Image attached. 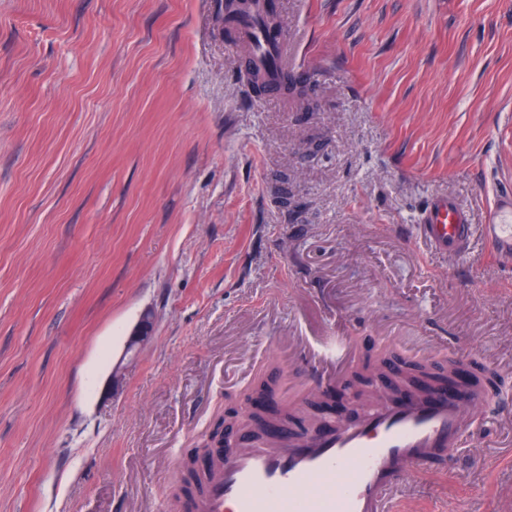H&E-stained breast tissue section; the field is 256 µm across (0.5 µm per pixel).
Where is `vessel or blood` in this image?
<instances>
[{
    "instance_id": "vessel-or-blood-1",
    "label": "vessel or blood",
    "mask_w": 512,
    "mask_h": 512,
    "mask_svg": "<svg viewBox=\"0 0 512 512\" xmlns=\"http://www.w3.org/2000/svg\"><path fill=\"white\" fill-rule=\"evenodd\" d=\"M263 66L288 57L287 45L268 44L259 28L243 29ZM421 236L446 255L469 252L481 236L497 256L512 258V190L499 194L484 224L473 225L452 199L436 196L421 209ZM351 360L349 341L325 346L319 384L340 379ZM473 406L439 391L401 403L375 402L360 419L281 447L225 451L206 485L202 512H386L389 496L408 474L459 447Z\"/></svg>"
}]
</instances>
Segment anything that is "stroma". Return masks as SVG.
I'll return each mask as SVG.
<instances>
[{"instance_id": "obj_1", "label": "stroma", "mask_w": 512, "mask_h": 512, "mask_svg": "<svg viewBox=\"0 0 512 512\" xmlns=\"http://www.w3.org/2000/svg\"><path fill=\"white\" fill-rule=\"evenodd\" d=\"M274 8L315 111L253 91L224 0H0V512H178L213 423L260 379L304 417L336 336L347 377L492 369L388 507L512 512V262L415 228L512 189V0ZM421 236L432 249L445 255H463L472 246L475 227L468 213L448 197L435 196L421 209ZM153 331V317L150 312H145L133 329L127 342L124 356L136 351L140 346L144 345L151 338Z\"/></svg>"}]
</instances>
